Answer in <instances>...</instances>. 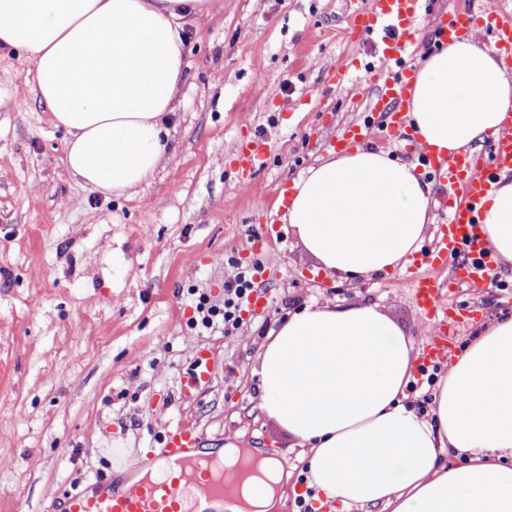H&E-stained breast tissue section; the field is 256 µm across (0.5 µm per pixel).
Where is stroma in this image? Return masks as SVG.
Segmentation results:
<instances>
[{
  "instance_id": "35a3bbf8",
  "label": "stroma",
  "mask_w": 512,
  "mask_h": 512,
  "mask_svg": "<svg viewBox=\"0 0 512 512\" xmlns=\"http://www.w3.org/2000/svg\"><path fill=\"white\" fill-rule=\"evenodd\" d=\"M360 0H224L188 26L186 76L168 116L171 151L131 196L82 185L66 169V134L26 82L23 51L0 49V512H62L74 489L114 473L121 451L157 447L190 421L218 448L277 451L297 493L308 462L288 435L257 416L258 356L288 316L312 302L375 303L412 341L425 322L405 266L345 281L327 276L283 224L273 194L326 156L376 89L363 74L379 36H354ZM348 65L339 85L332 70ZM268 156L245 175L236 144ZM259 251H252L253 242ZM265 262L266 310L242 335L197 334L190 291L224 300L238 268ZM462 287L455 351L512 316L502 287ZM217 367L190 398L182 378L197 351Z\"/></svg>"
}]
</instances>
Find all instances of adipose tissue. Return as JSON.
Instances as JSON below:
<instances>
[{
    "mask_svg": "<svg viewBox=\"0 0 512 512\" xmlns=\"http://www.w3.org/2000/svg\"><path fill=\"white\" fill-rule=\"evenodd\" d=\"M223 0H0V47L24 50L33 89L67 139L64 164L106 194L134 192L167 155L164 125L185 71L186 26ZM406 118L422 147L450 157L512 119V80L474 37L426 54ZM412 164L359 146L293 184L282 216L327 275L383 273L419 249L432 189ZM489 246L512 264V178L482 212ZM415 347L378 305L308 304L266 339L256 409L309 460L329 500L383 512H512V318L475 337L438 384L433 420L402 405ZM225 468L256 460L225 512H272L280 460L225 438ZM466 456L450 466L449 456Z\"/></svg>",
    "mask_w": 512,
    "mask_h": 512,
    "instance_id": "adipose-tissue-1",
    "label": "adipose tissue"
}]
</instances>
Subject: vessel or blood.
I'll use <instances>...</instances> for the list:
<instances>
[{"label": "vessel or blood", "mask_w": 512, "mask_h": 512, "mask_svg": "<svg viewBox=\"0 0 512 512\" xmlns=\"http://www.w3.org/2000/svg\"><path fill=\"white\" fill-rule=\"evenodd\" d=\"M364 34L389 28L382 39L380 65L371 69L368 79L378 86L371 112L390 134H401L404 112L409 107L408 85L392 75V68H406V59L422 38L420 0H364L355 13ZM440 42L449 43L467 32L489 33L498 56L512 73V10L473 13L456 6L441 11L434 19ZM368 124H350L331 142L342 151L359 143ZM490 163H481L470 151L453 159H441L427 150L419 155L429 173L447 189L449 205L438 238L419 261L429 274L409 273L413 301L427 319L430 329L419 349V365L429 369L447 363L451 354L450 336L455 317L439 303L442 285L432 277L435 269L451 268L452 278L461 284L480 286L492 282L500 258L488 245L480 222L484 201L501 172L512 171V121L495 135ZM267 150L257 142L242 144L238 163L242 170L255 172L264 164ZM215 368L206 352H198L183 377V393H191L210 382ZM207 442L196 428L178 424L169 427L157 448L136 456L137 466H152L154 478L133 483L110 477L68 495L63 512H200L202 504L223 502L230 488L224 470L205 452Z\"/></svg>", "instance_id": "vessel-or-blood-1"}]
</instances>
